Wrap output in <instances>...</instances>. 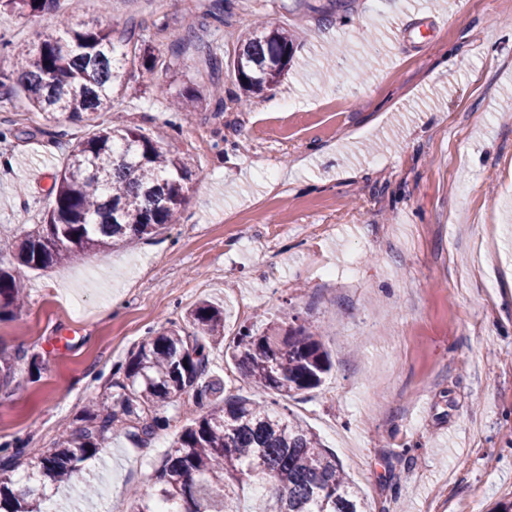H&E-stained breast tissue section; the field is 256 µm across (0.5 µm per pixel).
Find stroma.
<instances>
[{
	"label": "stroma",
	"instance_id": "obj_1",
	"mask_svg": "<svg viewBox=\"0 0 512 512\" xmlns=\"http://www.w3.org/2000/svg\"><path fill=\"white\" fill-rule=\"evenodd\" d=\"M60 0L50 22L0 8V72L12 49L99 20L135 26L158 56L128 67L94 120L0 102V260L54 204L52 175L113 117L162 140L193 172L179 223L45 268L19 267L26 302L0 318V445L46 451L110 406L113 374L148 333L210 300L224 334L318 325L333 368L280 397L334 453L371 512H477L512 496V0ZM332 24H324L325 14ZM302 32L273 90L237 102L231 62L255 20ZM194 27L182 52L175 36ZM222 61L224 109L203 49ZM193 87L189 112L172 97ZM295 106L277 122L279 99ZM148 447L115 431L85 464L96 478L50 491L43 512H129L184 423Z\"/></svg>",
	"mask_w": 512,
	"mask_h": 512
}]
</instances>
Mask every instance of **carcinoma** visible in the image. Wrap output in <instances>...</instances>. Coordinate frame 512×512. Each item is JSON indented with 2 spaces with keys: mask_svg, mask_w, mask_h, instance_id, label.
<instances>
[{
  "mask_svg": "<svg viewBox=\"0 0 512 512\" xmlns=\"http://www.w3.org/2000/svg\"><path fill=\"white\" fill-rule=\"evenodd\" d=\"M59 0H4L11 9L42 20ZM298 34L256 24L242 40L233 76L247 102L275 87L288 71ZM134 30L114 41L112 28H67L17 52L16 68L0 74V99L21 89L32 107L80 119L109 112L112 94L126 80V65L141 59L148 74L157 56L137 52ZM188 162L140 129L112 124L78 141L54 177L55 206L46 222L12 245L18 264L30 268L93 252L107 255L119 243L158 235L176 223L186 203ZM16 269L0 262V316L23 306ZM189 328L172 326L144 339L131 354L112 410L91 405L82 425L62 432L54 448L0 458V512H40L37 497L68 483L80 464L106 447L112 430L146 445L169 425L160 405L183 401L190 417L152 477L153 492L133 495L130 512H240L239 492L268 489L269 512H366L365 499L336 456L295 418L278 412L267 396H293L319 387L330 370L322 336L311 324L271 326L260 335L237 334L226 353L238 365L254 398L226 397L208 378L209 349L224 340V312L201 301L187 316ZM26 464L33 484L18 492L13 472Z\"/></svg>",
  "mask_w": 512,
  "mask_h": 512,
  "instance_id": "1",
  "label": "carcinoma"
}]
</instances>
